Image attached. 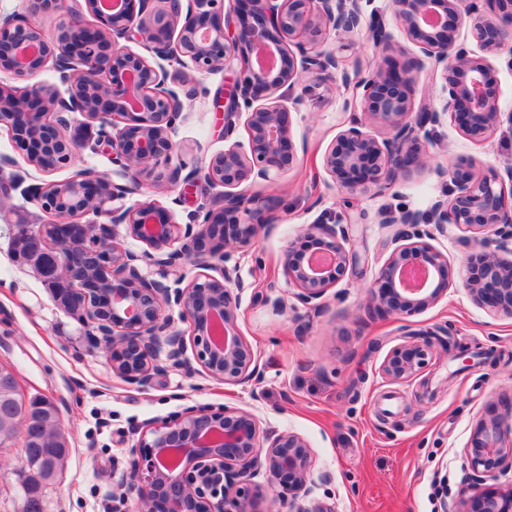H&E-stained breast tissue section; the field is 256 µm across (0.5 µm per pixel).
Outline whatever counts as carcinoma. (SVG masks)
<instances>
[{
  "label": "carcinoma",
  "instance_id": "carcinoma-1",
  "mask_svg": "<svg viewBox=\"0 0 512 512\" xmlns=\"http://www.w3.org/2000/svg\"><path fill=\"white\" fill-rule=\"evenodd\" d=\"M27 265L34 268L51 289L54 261L51 252L38 247L30 254ZM55 404L41 397L24 402L12 371L0 366V445L14 440L20 427L27 429L28 443L23 465L21 490L22 512H45L43 489L70 455L68 440L55 423Z\"/></svg>",
  "mask_w": 512,
  "mask_h": 512
}]
</instances>
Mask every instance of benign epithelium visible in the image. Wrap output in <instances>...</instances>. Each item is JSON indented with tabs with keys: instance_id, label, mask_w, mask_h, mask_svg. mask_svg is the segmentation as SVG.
Listing matches in <instances>:
<instances>
[{
	"instance_id": "1",
	"label": "benign epithelium",
	"mask_w": 512,
	"mask_h": 512,
	"mask_svg": "<svg viewBox=\"0 0 512 512\" xmlns=\"http://www.w3.org/2000/svg\"><path fill=\"white\" fill-rule=\"evenodd\" d=\"M29 2L32 13H54L60 23L47 35L24 17L0 15V71L20 82L0 84V125L7 127L30 164L51 172L79 153L80 145L67 136L74 115L90 118L99 123L126 183H113L88 167L69 180L48 183L38 200L55 222L15 239V246L20 251L26 243L49 241L56 250L63 246L58 228L81 226V242L67 261V280L90 263L91 277L80 280L72 292L83 300L84 319L101 333L113 374L132 386L146 387L167 364L183 362L186 338L165 313L172 303L180 308V320L192 328L197 359L210 376L226 382L254 376V356L235 313L245 285L237 269L226 266L227 248L249 245L259 225L277 221L275 200L269 198L258 208L239 187L255 178H273L295 158L288 109L255 105L265 94L297 86L304 91L305 79H334L338 71L342 83L360 91L367 121L387 127L390 136L378 140L362 120L339 133L323 164L350 194L388 185L423 166V157L406 143L427 124L439 122L442 110L473 139L484 138L505 122L512 126V113L500 108L496 69L467 48L458 33L462 20L468 19L480 46L507 54L512 67V0H392L396 23L421 55L367 73L348 71L336 54L319 48L332 32L362 30L363 0ZM87 14L96 23H86ZM269 27L277 30V40L266 38ZM133 41L175 66L178 85H169L163 71L132 52L128 43ZM244 53L255 56V63L245 62L243 79L224 94V127L234 126L247 109L250 151L230 147L204 170L183 162L167 170L161 184L174 191L181 182L201 177L213 188H224L219 211H198L189 223L178 224L154 204L116 208L112 232L92 233V225L81 217L97 213L110 198L135 193L142 178L170 163L169 134L184 101L196 95L194 74L226 68ZM49 64L66 82L67 96L33 81ZM425 70L443 79L446 98L440 110L428 97L415 101L414 74ZM117 118L127 126L114 136L107 128ZM446 174L454 183L450 199L436 202L428 214L405 210L395 220L402 225L395 234L402 245L374 280L376 307L408 313L443 296L448 258L425 239L454 225L491 229L498 236L494 250L480 242L484 270L468 278L467 291L478 305L512 315V260L498 254L512 242V185H499L496 176L465 163L449 166ZM121 225L147 247L143 255L115 244ZM305 234L319 244L318 250L301 260L286 251L283 272L297 302L314 309L356 255L346 247L347 225L332 215L308 225ZM418 253L425 263L411 262ZM144 258L158 266L160 278L142 273L137 262ZM182 259L192 260L202 273L174 291L164 278ZM426 356L418 345L397 347L384 360L382 374L391 381L406 379ZM466 455L471 469L483 473V487L472 494L463 491L456 512H512V480L500 482L501 475L512 472V423L497 416L483 419ZM262 471L267 485L280 484L294 499L307 493L312 482L308 441L291 431L262 435L256 415L247 410L192 405L142 427L129 475L120 479V486L136 493L146 512H261L266 485L254 478Z\"/></svg>"
}]
</instances>
